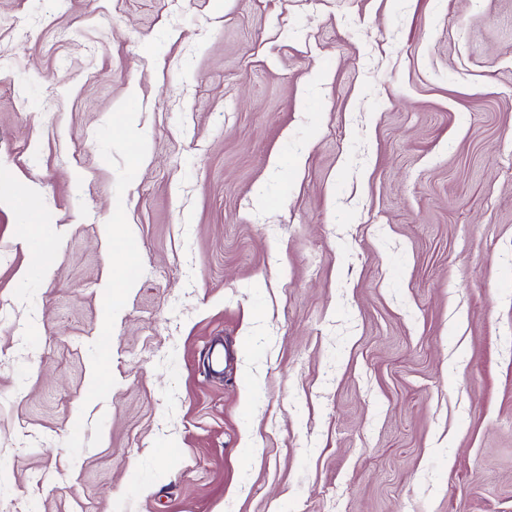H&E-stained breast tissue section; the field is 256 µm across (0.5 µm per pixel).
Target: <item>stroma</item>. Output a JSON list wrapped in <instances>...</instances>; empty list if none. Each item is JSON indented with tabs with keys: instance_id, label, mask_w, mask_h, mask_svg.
I'll use <instances>...</instances> for the list:
<instances>
[{
	"instance_id": "1",
	"label": "stroma",
	"mask_w": 512,
	"mask_h": 512,
	"mask_svg": "<svg viewBox=\"0 0 512 512\" xmlns=\"http://www.w3.org/2000/svg\"><path fill=\"white\" fill-rule=\"evenodd\" d=\"M2 52L0 512H512V0H0Z\"/></svg>"
}]
</instances>
